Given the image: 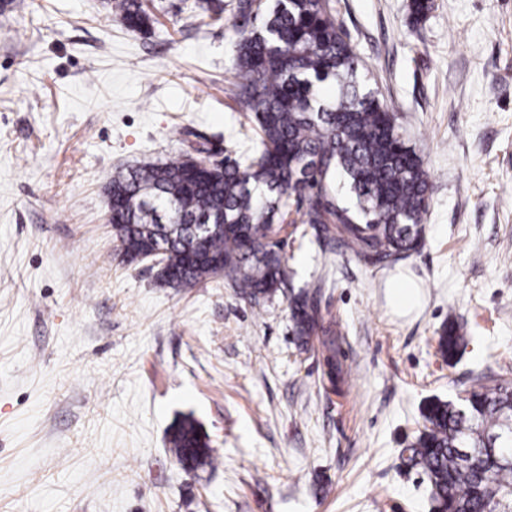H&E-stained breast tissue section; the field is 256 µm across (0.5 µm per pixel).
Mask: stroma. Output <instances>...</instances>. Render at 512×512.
I'll use <instances>...</instances> for the list:
<instances>
[{"label":"stroma","instance_id":"1","mask_svg":"<svg viewBox=\"0 0 512 512\" xmlns=\"http://www.w3.org/2000/svg\"><path fill=\"white\" fill-rule=\"evenodd\" d=\"M235 0H144L149 32L107 0L0 12V512H432L403 450L431 398L512 384V0H333L370 87L399 112L431 193L418 252L332 254L304 224L290 286L254 305L119 260L106 183L149 157L255 135L231 93ZM415 281L399 314L386 282ZM320 284L340 375L303 348L290 300ZM469 340L444 361L438 336ZM192 415L217 464L167 450Z\"/></svg>","mask_w":512,"mask_h":512}]
</instances>
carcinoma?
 Returning a JSON list of instances; mask_svg holds the SVG:
<instances>
[{
    "mask_svg": "<svg viewBox=\"0 0 512 512\" xmlns=\"http://www.w3.org/2000/svg\"><path fill=\"white\" fill-rule=\"evenodd\" d=\"M261 17L235 30L230 58L234 94L254 116L259 145L212 173L190 155L151 159L112 177V230L123 255L156 251L181 275L171 288L216 277L193 263V240L182 224H224L208 251L224 263V279L259 305L288 287L281 232L307 224L315 236L360 261L383 265L422 245L430 181L422 158L401 132L399 116L361 78L359 59L336 21L332 0L243 2ZM131 30H146L143 0H111ZM298 219L288 220L290 214ZM294 332L303 344L321 334L336 353L316 294L291 299ZM466 339L453 324L438 350L453 356ZM423 429L405 449L407 463L424 473L442 512H497L512 496V390L479 385L456 401L424 409ZM169 452L185 468L214 464L213 449L190 415L170 426Z\"/></svg>",
    "mask_w": 512,
    "mask_h": 512,
    "instance_id": "cac0c4a2",
    "label": "carcinoma"
}]
</instances>
